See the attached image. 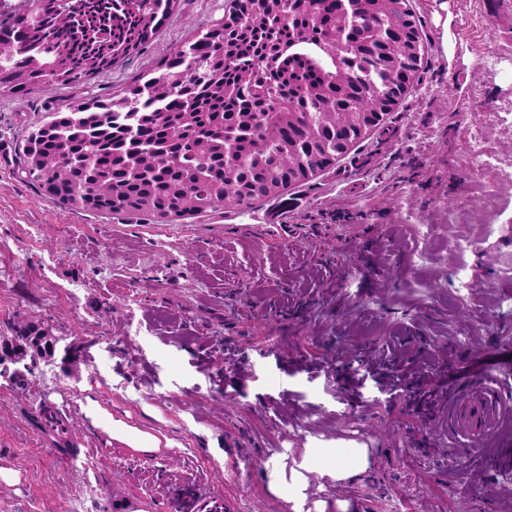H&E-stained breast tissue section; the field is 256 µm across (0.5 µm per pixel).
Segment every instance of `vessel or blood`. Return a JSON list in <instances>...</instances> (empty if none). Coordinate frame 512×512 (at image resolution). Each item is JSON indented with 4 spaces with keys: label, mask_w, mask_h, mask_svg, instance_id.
Segmentation results:
<instances>
[{
    "label": "vessel or blood",
    "mask_w": 512,
    "mask_h": 512,
    "mask_svg": "<svg viewBox=\"0 0 512 512\" xmlns=\"http://www.w3.org/2000/svg\"><path fill=\"white\" fill-rule=\"evenodd\" d=\"M512 419V398L504 396L501 388L484 378H477L472 387L458 391L448 389L450 432L468 445L494 436L500 425ZM179 512H223L224 499L218 493L181 489L174 494Z\"/></svg>",
    "instance_id": "obj_1"
}]
</instances>
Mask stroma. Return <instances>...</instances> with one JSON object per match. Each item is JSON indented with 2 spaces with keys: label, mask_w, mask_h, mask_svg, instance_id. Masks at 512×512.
<instances>
[{
  "label": "stroma",
  "mask_w": 512,
  "mask_h": 512,
  "mask_svg": "<svg viewBox=\"0 0 512 512\" xmlns=\"http://www.w3.org/2000/svg\"><path fill=\"white\" fill-rule=\"evenodd\" d=\"M485 2L409 0L413 83L380 128L288 187L284 235L269 201L165 222L86 212L20 166L51 112L111 97L230 0H180L143 53L81 86L0 94V341L33 322L61 344L29 361L26 387L0 377V512H73L93 489L96 512H177L185 486L222 493L224 512H292L305 449L340 441L369 468L343 484L308 474L325 512H512V421L466 447L406 405L416 374L442 397L479 376L512 390V241L489 232L512 222V9L491 19ZM476 126L497 158L481 178L466 163ZM457 237L480 250L458 253ZM417 251L428 260L409 269ZM44 401L72 428L71 467L36 422ZM111 420L159 450L114 439Z\"/></svg>",
  "instance_id": "stroma-1"
}]
</instances>
